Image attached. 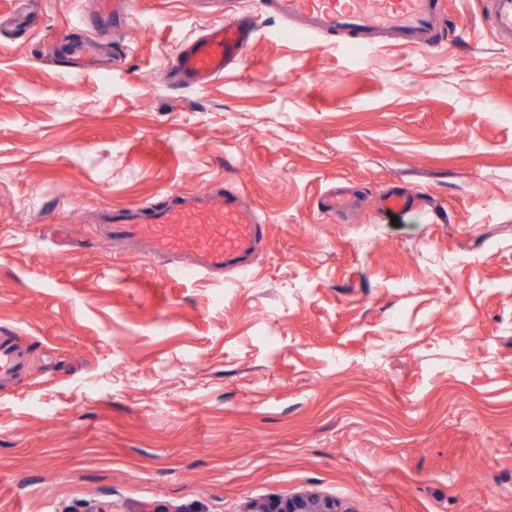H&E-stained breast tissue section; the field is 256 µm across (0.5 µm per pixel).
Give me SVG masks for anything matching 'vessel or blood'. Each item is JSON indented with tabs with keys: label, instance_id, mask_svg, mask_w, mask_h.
Instances as JSON below:
<instances>
[{
	"label": "vessel or blood",
	"instance_id": "vessel-or-blood-1",
	"mask_svg": "<svg viewBox=\"0 0 512 512\" xmlns=\"http://www.w3.org/2000/svg\"><path fill=\"white\" fill-rule=\"evenodd\" d=\"M235 2L206 0L220 19L177 49L170 73L173 86L206 85L245 60L253 24L236 10ZM485 3L499 42L511 43L512 0ZM139 4L140 0H100L106 31L123 36ZM256 9L297 24L305 36L341 35L362 48L382 45L392 35L424 52L443 43L439 0H256ZM101 230L112 241L160 257H176V264L168 268L172 279L221 274L237 283L248 278L267 235L265 219L233 185L217 192L181 194L171 203L146 209L110 210ZM28 367L24 341L12 330H0V386L16 383Z\"/></svg>",
	"mask_w": 512,
	"mask_h": 512
}]
</instances>
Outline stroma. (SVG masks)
Returning a JSON list of instances; mask_svg holds the SVG:
<instances>
[{
	"label": "stroma",
	"instance_id": "stroma-1",
	"mask_svg": "<svg viewBox=\"0 0 512 512\" xmlns=\"http://www.w3.org/2000/svg\"><path fill=\"white\" fill-rule=\"evenodd\" d=\"M37 8L19 31L0 0V328L31 359L0 390V512H512V46L483 0H445L432 53L258 16L189 89L195 0H141L81 73L59 37H92L96 0ZM228 182L269 224L243 284L95 230ZM250 512H347L335 499L316 495H297L287 500L277 499L262 504Z\"/></svg>",
	"mask_w": 512,
	"mask_h": 512
}]
</instances>
